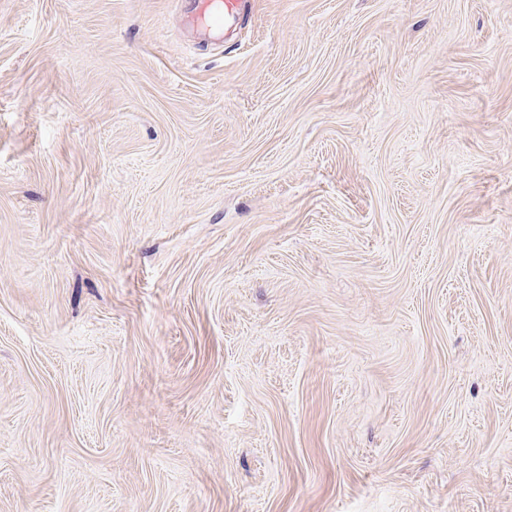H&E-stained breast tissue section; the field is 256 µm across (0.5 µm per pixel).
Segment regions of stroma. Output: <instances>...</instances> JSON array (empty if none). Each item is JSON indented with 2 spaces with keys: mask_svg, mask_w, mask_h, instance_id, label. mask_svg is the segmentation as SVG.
Listing matches in <instances>:
<instances>
[{
  "mask_svg": "<svg viewBox=\"0 0 512 512\" xmlns=\"http://www.w3.org/2000/svg\"><path fill=\"white\" fill-rule=\"evenodd\" d=\"M0 0V512H512V0ZM248 0H192L190 21L202 30H222L228 18L244 16Z\"/></svg>",
  "mask_w": 512,
  "mask_h": 512,
  "instance_id": "obj_1",
  "label": "stroma"
}]
</instances>
